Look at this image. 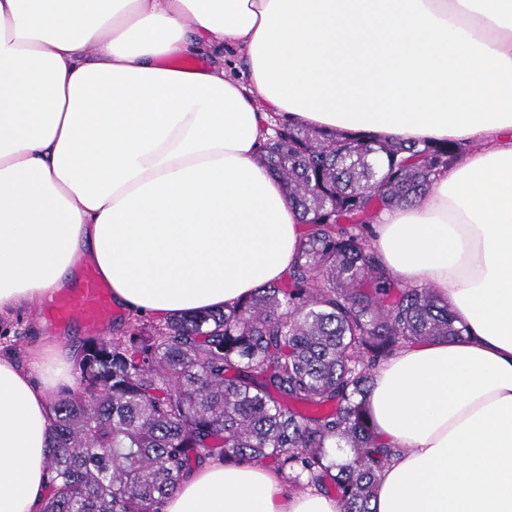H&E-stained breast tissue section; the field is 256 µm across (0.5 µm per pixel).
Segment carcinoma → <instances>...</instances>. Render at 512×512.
I'll use <instances>...</instances> for the list:
<instances>
[{"label": "carcinoma", "instance_id": "cac0c4a2", "mask_svg": "<svg viewBox=\"0 0 512 512\" xmlns=\"http://www.w3.org/2000/svg\"><path fill=\"white\" fill-rule=\"evenodd\" d=\"M260 146L305 232L276 283L216 312L141 323L82 348L77 388L52 402L42 512H164L209 460L271 463L302 491L373 512L401 449L367 411L373 372L418 342L460 337L448 305L375 255L371 225L426 193L462 146H409L273 113Z\"/></svg>", "mask_w": 512, "mask_h": 512}]
</instances>
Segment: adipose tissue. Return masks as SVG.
I'll return each mask as SVG.
<instances>
[{
    "label": "adipose tissue",
    "instance_id": "adipose-tissue-1",
    "mask_svg": "<svg viewBox=\"0 0 512 512\" xmlns=\"http://www.w3.org/2000/svg\"><path fill=\"white\" fill-rule=\"evenodd\" d=\"M228 47L224 66L172 61ZM406 144L482 142L372 247L469 334L409 345L367 397L400 450L376 512H512V0H0V316L93 263L159 319L278 282L302 240L257 159L270 113ZM0 356V512H40L50 389L75 353ZM57 363L53 378L33 370ZM165 512H341L260 465L213 461Z\"/></svg>",
    "mask_w": 512,
    "mask_h": 512
}]
</instances>
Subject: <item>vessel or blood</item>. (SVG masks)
<instances>
[{"mask_svg":"<svg viewBox=\"0 0 512 512\" xmlns=\"http://www.w3.org/2000/svg\"><path fill=\"white\" fill-rule=\"evenodd\" d=\"M47 313L57 322L77 318L87 328H97L112 314V290L93 268H85L81 286L57 296Z\"/></svg>","mask_w":512,"mask_h":512,"instance_id":"b4317fda","label":"vessel or blood"}]
</instances>
